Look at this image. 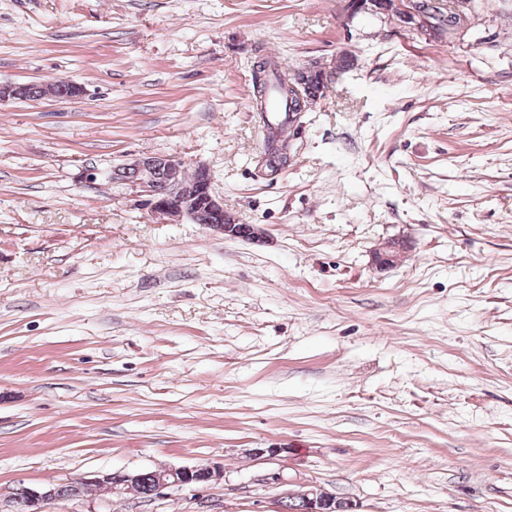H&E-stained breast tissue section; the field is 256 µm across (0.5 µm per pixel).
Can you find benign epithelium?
I'll list each match as a JSON object with an SVG mask.
<instances>
[{"label": "benign epithelium", "mask_w": 512, "mask_h": 512, "mask_svg": "<svg viewBox=\"0 0 512 512\" xmlns=\"http://www.w3.org/2000/svg\"><path fill=\"white\" fill-rule=\"evenodd\" d=\"M431 0H346V11L353 17L361 12H380L395 20L401 28H411L426 35H456L469 24V13L475 8L473 0H451L446 15L448 25L437 28L430 16ZM325 81L316 77L315 71L308 68L291 77L288 83V96L299 100L302 111H308L313 102L305 98L302 88L310 81ZM128 176L123 184L132 189L141 206L155 215L171 222L188 219L219 231L224 237L242 239L253 243L261 242L264 233L254 224H242L232 213L224 210V200L218 198L211 188L209 170L204 165L194 168V178L183 180L184 161L169 155L147 154L131 159L117 167ZM409 246L406 240L396 237L387 240L376 253L375 262L381 269H389L400 264ZM155 494L174 486L188 484L209 485L224 478V468L200 465L192 468L179 467L160 469L151 472ZM142 473L136 471L101 472L92 478H77L68 482L49 485L40 489L18 486L13 489L7 502L0 501V512H47L49 505H62L82 497L81 488L95 485L112 493L133 492L140 494ZM296 502V512H346L344 507L327 493L308 489L288 495Z\"/></svg>", "instance_id": "1"}]
</instances>
